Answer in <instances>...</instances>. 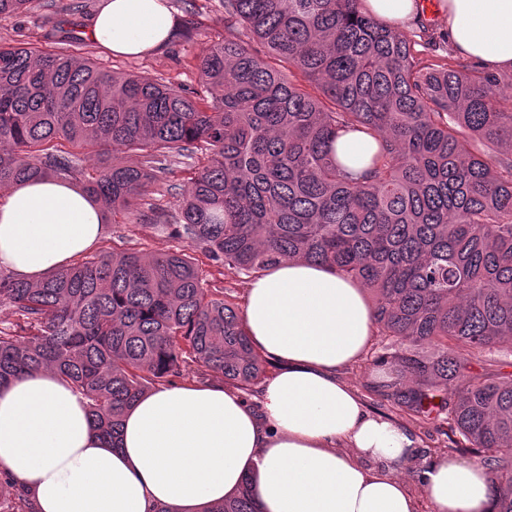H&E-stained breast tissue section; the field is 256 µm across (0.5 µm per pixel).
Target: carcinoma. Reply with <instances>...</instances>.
Listing matches in <instances>:
<instances>
[{
    "label": "carcinoma",
    "instance_id": "cac0c4a2",
    "mask_svg": "<svg viewBox=\"0 0 512 512\" xmlns=\"http://www.w3.org/2000/svg\"><path fill=\"white\" fill-rule=\"evenodd\" d=\"M29 0H0V18ZM187 38L209 0H187ZM224 28L245 27L259 58L224 37L198 58L202 91L101 69L73 31L56 47L0 40V186L77 180L113 216L184 242L178 252L101 250L38 282L0 271V386L45 370L85 400L98 432L185 367L248 389L266 373L209 265L247 277L290 260L317 263L372 296L393 352L386 396L490 467L495 512H512V373L472 370L512 340V81L475 66L429 65L362 12L360 0H221ZM301 76L307 86L287 74ZM378 144L364 172L334 144ZM112 155L85 174L75 150ZM141 161L132 165L124 155ZM193 162L174 213L151 188ZM0 512H36L33 493L0 482ZM207 512H258L250 479Z\"/></svg>",
    "mask_w": 512,
    "mask_h": 512
}]
</instances>
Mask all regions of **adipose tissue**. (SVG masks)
I'll return each mask as SVG.
<instances>
[{
	"mask_svg": "<svg viewBox=\"0 0 512 512\" xmlns=\"http://www.w3.org/2000/svg\"><path fill=\"white\" fill-rule=\"evenodd\" d=\"M401 31L420 0H360ZM455 55L512 71V0H442ZM176 19L162 0H102L91 39L135 58L167 41ZM102 205L55 178L11 186L0 202V269L36 282L101 238ZM242 320L277 370L259 406L220 383L159 386L125 412L117 442L95 429L83 399L48 371L0 388V467L34 494L36 512H205L251 480L260 512H416L405 482L417 442L371 413L338 378L374 332L358 284L292 260L253 279ZM431 512H494L492 474L443 457L420 472Z\"/></svg>",
	"mask_w": 512,
	"mask_h": 512,
	"instance_id": "adipose-tissue-1",
	"label": "adipose tissue"
}]
</instances>
